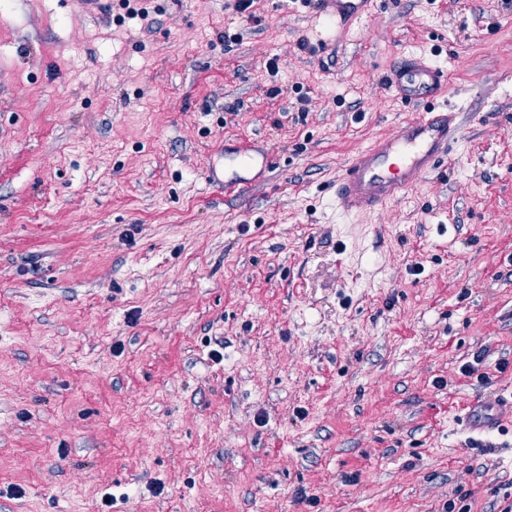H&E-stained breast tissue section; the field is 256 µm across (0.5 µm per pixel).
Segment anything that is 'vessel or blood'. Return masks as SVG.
<instances>
[{"label": "vessel or blood", "mask_w": 512, "mask_h": 512, "mask_svg": "<svg viewBox=\"0 0 512 512\" xmlns=\"http://www.w3.org/2000/svg\"><path fill=\"white\" fill-rule=\"evenodd\" d=\"M377 0H323L331 25L348 29L367 16ZM393 95L418 105L419 111L405 122L399 136L375 138L355 152L343 166L335 183L338 212L373 214L398 203L429 174L447 164L461 137L458 113L441 104L448 86L446 68L432 62L425 51L410 50L396 57L388 71ZM269 165L267 150L246 143L224 158V191L239 193L251 186L250 171ZM502 407L469 405L462 424L481 430L499 422Z\"/></svg>", "instance_id": "obj_1"}]
</instances>
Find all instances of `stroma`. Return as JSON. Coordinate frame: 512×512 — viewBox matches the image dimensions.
Here are the masks:
<instances>
[{
	"label": "stroma",
	"instance_id": "obj_1",
	"mask_svg": "<svg viewBox=\"0 0 512 512\" xmlns=\"http://www.w3.org/2000/svg\"><path fill=\"white\" fill-rule=\"evenodd\" d=\"M123 2L0 17V512H503L512 418L456 416L512 397V0H379L324 60L300 0ZM415 46L463 139L337 215ZM269 151L258 149L247 142L240 146L235 154L224 158V193H240L257 182V178H247L242 173L259 168L266 169L269 165ZM467 408L468 410L461 417L460 422L473 430H481L497 424L505 412L510 410L512 414V400L507 409L477 404H471Z\"/></svg>",
	"mask_w": 512,
	"mask_h": 512
}]
</instances>
